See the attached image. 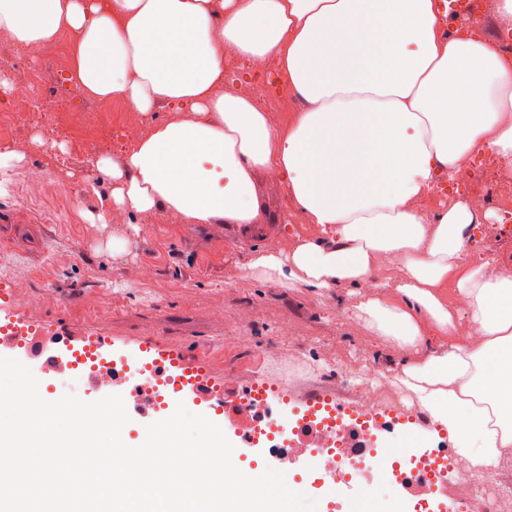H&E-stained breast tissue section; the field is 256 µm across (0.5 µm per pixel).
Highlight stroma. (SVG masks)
<instances>
[{"label":"stroma","mask_w":512,"mask_h":512,"mask_svg":"<svg viewBox=\"0 0 512 512\" xmlns=\"http://www.w3.org/2000/svg\"><path fill=\"white\" fill-rule=\"evenodd\" d=\"M71 36L29 50L30 67L44 65L51 73L41 94L45 103L15 125L14 141L0 151V290H17L15 307H35L45 332L68 323L90 336L104 335L130 346L157 340L191 353L216 344L224 333L247 336L241 347L225 351L209 363L215 382H223L226 362L248 361L255 348L279 328L306 345L303 361L320 367L343 362L353 382L358 369L377 367L379 343L353 313L354 298L330 290L285 287L257 279L246 269L253 249L273 246L290 250L294 240L278 233L289 217L283 189L269 194L271 222L258 236L245 240L225 224H182L163 210L132 214L109 209L112 184L104 175L89 179L81 157L72 154L70 136L54 119L63 108L81 110V98L67 83L56 61L70 62ZM268 72L252 74L237 84L284 123L304 104L275 91L280 76L276 59ZM50 176L48 184L27 181L32 167ZM512 211V194L502 209H491L487 235L471 236V253L496 252L512 262V239L495 235L503 210ZM106 221H99V214ZM126 242L112 247L113 239ZM149 265L150 278L134 276Z\"/></svg>","instance_id":"35a3bbf8"}]
</instances>
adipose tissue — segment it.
Wrapping results in <instances>:
<instances>
[{
  "label": "adipose tissue",
  "instance_id": "ef3b65f1",
  "mask_svg": "<svg viewBox=\"0 0 512 512\" xmlns=\"http://www.w3.org/2000/svg\"><path fill=\"white\" fill-rule=\"evenodd\" d=\"M465 26L437 0H0V33L37 48L69 32L74 90L151 120L121 158L96 162L113 209L248 237L269 221L266 185L283 186L310 230L290 252L254 250L248 270L318 293L355 288L393 385L489 469L512 449V268L470 256L474 204L427 205L484 148L512 171V69ZM232 54L276 58L304 110L276 125L228 87ZM162 104L176 114L154 122ZM395 260L399 280L378 278Z\"/></svg>",
  "mask_w": 512,
  "mask_h": 512
}]
</instances>
